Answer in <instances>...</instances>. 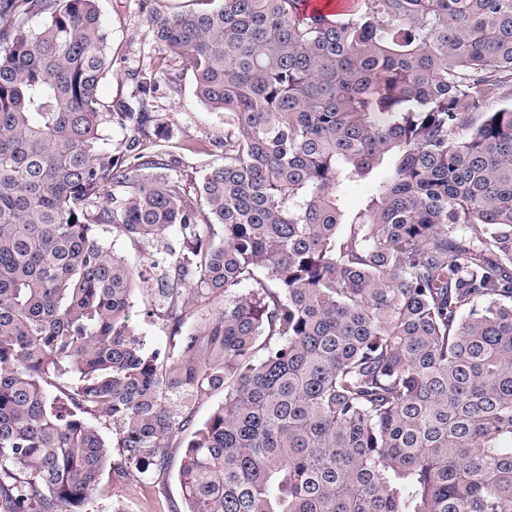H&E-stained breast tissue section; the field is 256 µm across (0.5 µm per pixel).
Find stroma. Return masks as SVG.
<instances>
[{"label":"stroma","mask_w":512,"mask_h":512,"mask_svg":"<svg viewBox=\"0 0 512 512\" xmlns=\"http://www.w3.org/2000/svg\"><path fill=\"white\" fill-rule=\"evenodd\" d=\"M187 0H99V10L112 48V70L100 83V96H130L136 90L137 72L161 66L167 80L161 81L152 105L165 121L169 137L163 150L174 161L188 186L199 184L204 174L223 165L224 150L217 140L224 137V115L213 111L194 92L193 73L183 59L166 51L157 40L152 19ZM98 235L107 248L134 268L158 255L155 244L137 242L119 229L104 225ZM181 449H172L166 470L140 477L137 471H113L104 476L86 506L87 512H184L186 505L178 479Z\"/></svg>","instance_id":"35a3bbf8"}]
</instances>
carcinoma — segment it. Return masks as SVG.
I'll return each instance as SVG.
<instances>
[{
  "mask_svg": "<svg viewBox=\"0 0 512 512\" xmlns=\"http://www.w3.org/2000/svg\"><path fill=\"white\" fill-rule=\"evenodd\" d=\"M206 2L153 19L224 113L192 194L98 0H0V512H85L114 448L184 449L187 512H512V0ZM98 235L107 248L122 256L133 268H141L151 255L159 256L160 245L133 241L119 229L111 225H103L98 229ZM147 298L137 295V302L131 313V322L135 335L149 348H164L169 344V338L173 334L162 319L149 317Z\"/></svg>",
  "mask_w": 512,
  "mask_h": 512,
  "instance_id": "cac0c4a2",
  "label": "carcinoma"
}]
</instances>
